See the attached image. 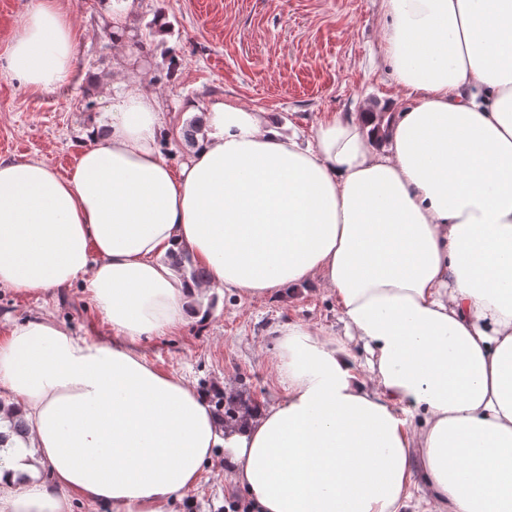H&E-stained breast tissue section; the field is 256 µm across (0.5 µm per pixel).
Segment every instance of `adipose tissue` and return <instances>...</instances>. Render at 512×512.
<instances>
[{
    "instance_id": "1",
    "label": "adipose tissue",
    "mask_w": 512,
    "mask_h": 512,
    "mask_svg": "<svg viewBox=\"0 0 512 512\" xmlns=\"http://www.w3.org/2000/svg\"><path fill=\"white\" fill-rule=\"evenodd\" d=\"M402 101L337 112L307 140L230 99L172 169L155 93L120 81L64 175L0 161V288L83 281L111 337L35 317L0 342L31 443L0 456V512H171L214 449L254 512H512V0H382ZM65 0H31L7 68L72 79ZM181 248L201 287L162 263ZM333 294L343 335L279 326L283 398L223 421L141 337L206 319L203 288ZM365 359H358L355 347ZM50 472L35 480L37 465Z\"/></svg>"
}]
</instances>
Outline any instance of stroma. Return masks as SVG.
<instances>
[{
	"label": "stroma",
	"instance_id": "35a3bbf8",
	"mask_svg": "<svg viewBox=\"0 0 512 512\" xmlns=\"http://www.w3.org/2000/svg\"><path fill=\"white\" fill-rule=\"evenodd\" d=\"M68 2L78 37L76 80L68 90L34 95L5 68L29 0H0V160L75 162L86 126L105 119V85L124 67L157 94L166 115L162 150L175 168L188 156L187 123L204 117L219 99L276 113L286 133L305 139L328 114L402 96L384 57L382 0ZM117 18L130 32L124 52L110 37ZM190 99L196 103L192 113L185 108ZM199 305L209 314L207 322L143 337L141 352L159 371L182 376L205 395L228 386L251 405L284 395L270 367L274 327L298 321L333 335L344 331L335 297L312 284L293 289L282 301L205 291ZM36 316L88 339L109 334L81 283L63 292L0 288L1 339L13 325ZM245 499L225 477L224 451L218 448L174 510L222 512L227 502Z\"/></svg>",
	"mask_w": 512,
	"mask_h": 512
}]
</instances>
